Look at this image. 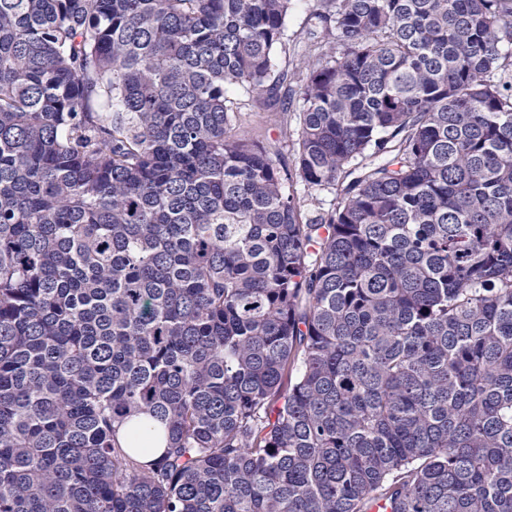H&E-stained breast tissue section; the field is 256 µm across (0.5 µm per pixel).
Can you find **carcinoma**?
I'll return each instance as SVG.
<instances>
[{
	"mask_svg": "<svg viewBox=\"0 0 512 512\" xmlns=\"http://www.w3.org/2000/svg\"><path fill=\"white\" fill-rule=\"evenodd\" d=\"M293 2L0 0V512H512V0H319L282 172ZM319 8L317 0H298L293 5L286 20L285 41L287 53L278 52L277 69L288 72V93L284 85L274 98L271 105L259 107L255 101L241 89L229 90V98L233 101L235 111L240 115V130L259 139L270 150V156L278 166L293 168L297 148L299 129V107L301 102L293 91L302 77L300 56L293 54L294 45L307 42L309 32H320L313 17ZM237 107V109H236ZM288 112V129L275 121V114ZM287 183L286 188L289 189L292 192L294 191L295 195L301 198L302 203V211L306 218H313L318 214L321 209H327L330 204H332L334 201V194L330 193L329 190H322V189H304L303 185L296 184L295 182Z\"/></svg>",
	"mask_w": 512,
	"mask_h": 512,
	"instance_id": "cac0c4a2",
	"label": "carcinoma"
}]
</instances>
